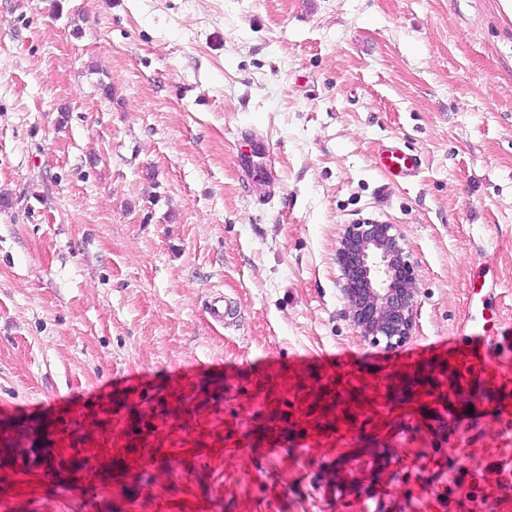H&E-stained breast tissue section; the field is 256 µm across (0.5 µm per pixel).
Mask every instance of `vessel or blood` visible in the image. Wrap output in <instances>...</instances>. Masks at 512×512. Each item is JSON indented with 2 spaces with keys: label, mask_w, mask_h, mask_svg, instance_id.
Here are the masks:
<instances>
[{
  "label": "vessel or blood",
  "mask_w": 512,
  "mask_h": 512,
  "mask_svg": "<svg viewBox=\"0 0 512 512\" xmlns=\"http://www.w3.org/2000/svg\"><path fill=\"white\" fill-rule=\"evenodd\" d=\"M271 151L267 138L257 137L247 155L238 160L248 180H272L276 172L267 162ZM376 164L395 181L416 173L419 155L396 146L382 148ZM207 313L219 325L233 316L222 293L211 295ZM447 373L434 384H420L426 366L418 354L393 362L384 381L367 379L348 359L327 362L316 380L305 381L307 364L297 359L294 372H271L257 381V408L267 418L265 438L269 447L290 443L296 448L342 446L361 424L388 426L399 415L447 417L456 426L469 408L479 409L490 421L498 454L493 463L494 480L472 482L466 470H456L445 485L449 503H463L468 512H512V336L494 335L488 326L470 324L464 336L443 348ZM191 380L172 377L163 404L172 415L185 410ZM447 394H440V387ZM288 413H281V406ZM56 447L93 450L112 448L129 465L144 462L157 448L171 454L189 446L220 448L224 445V422L216 418H193L172 429L168 423L132 430L124 413L112 405V392H97L92 402L58 415L46 428Z\"/></svg>",
  "instance_id": "1"
}]
</instances>
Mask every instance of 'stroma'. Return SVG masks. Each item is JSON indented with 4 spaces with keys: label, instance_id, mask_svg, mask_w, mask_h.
<instances>
[{
    "label": "stroma",
    "instance_id": "35a3bbf8",
    "mask_svg": "<svg viewBox=\"0 0 512 512\" xmlns=\"http://www.w3.org/2000/svg\"><path fill=\"white\" fill-rule=\"evenodd\" d=\"M280 178L249 184L252 136ZM420 155L390 182L379 148ZM0 512H465L441 486L483 468L456 428L367 424L334 455L267 452L251 402L268 368L347 352L375 380L459 335L496 285L512 326V13L502 0H0ZM395 225L416 276L395 351L355 327L345 225ZM230 325L206 312L213 291ZM190 373L230 454L156 453L125 474L38 429L113 388L154 400ZM411 436L408 445L398 437ZM64 459L56 477L45 465ZM207 313L211 320L219 325H226L229 319H233V309L221 292L211 295L207 303Z\"/></svg>",
    "mask_w": 512,
    "mask_h": 512
}]
</instances>
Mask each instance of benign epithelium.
<instances>
[{"mask_svg": "<svg viewBox=\"0 0 512 512\" xmlns=\"http://www.w3.org/2000/svg\"><path fill=\"white\" fill-rule=\"evenodd\" d=\"M337 261L360 335L386 349L404 345L414 329L415 273L395 226L345 225Z\"/></svg>", "mask_w": 512, "mask_h": 512, "instance_id": "benign-epithelium-1", "label": "benign epithelium"}]
</instances>
